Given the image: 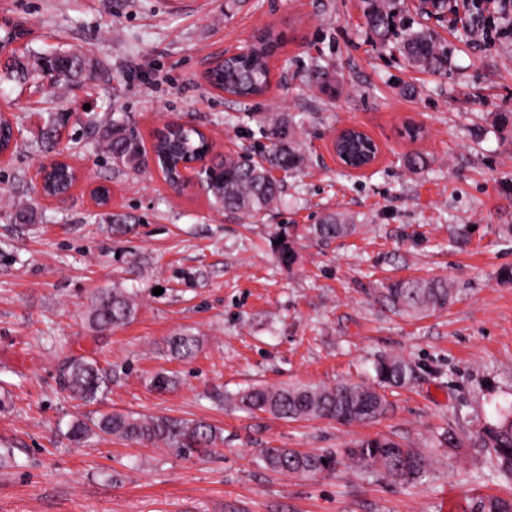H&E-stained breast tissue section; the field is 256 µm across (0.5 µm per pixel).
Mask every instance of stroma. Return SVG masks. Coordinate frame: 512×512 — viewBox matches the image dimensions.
I'll list each match as a JSON object with an SVG mask.
<instances>
[{"instance_id":"1","label":"stroma","mask_w":512,"mask_h":512,"mask_svg":"<svg viewBox=\"0 0 512 512\" xmlns=\"http://www.w3.org/2000/svg\"><path fill=\"white\" fill-rule=\"evenodd\" d=\"M361 0H0V18L27 21L31 52L86 54L92 82L67 89L0 82L18 149L0 157V512H463L481 494L512 497L480 448H437L419 483L347 469L315 480L257 465L264 448L339 453L387 435L429 446L446 429L475 431L512 404V31L491 41L460 22L432 24L448 43V73L410 68L396 42L366 26ZM271 28L285 42L261 99L214 92L203 74L213 54ZM336 90L310 84L315 67ZM68 116L60 147L86 176L66 202L38 200L35 134L49 114ZM279 118L300 148L278 172L280 201L251 220L213 208L204 189L171 192L150 167L113 165L101 133L133 128L151 146L162 122L192 120L220 155L258 154L261 126ZM353 124L377 144L373 167L341 168L332 148ZM419 129L409 138L406 127ZM420 155L425 164L409 167ZM112 194L109 213L137 219L115 233L89 184ZM35 222L10 220L11 203ZM338 213L356 234L322 241L310 225ZM298 259L284 265L280 229ZM444 278L456 299L414 319L379 299L383 283ZM136 294L127 325L91 332L100 289ZM189 332L199 348L170 357L166 341ZM415 370L389 393L394 408L360 425L284 420L217 401L254 383L370 380L379 358ZM114 374L102 399L82 405L59 384L68 358ZM176 384L158 390L157 374ZM203 420L224 444L185 459L117 439L78 445L71 421L94 413Z\"/></svg>"}]
</instances>
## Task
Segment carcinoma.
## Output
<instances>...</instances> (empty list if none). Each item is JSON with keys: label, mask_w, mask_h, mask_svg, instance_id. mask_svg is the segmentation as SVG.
Segmentation results:
<instances>
[{"label": "carcinoma", "mask_w": 512, "mask_h": 512, "mask_svg": "<svg viewBox=\"0 0 512 512\" xmlns=\"http://www.w3.org/2000/svg\"><path fill=\"white\" fill-rule=\"evenodd\" d=\"M392 0H364V17L370 30L381 40L397 35L390 29L395 24L391 15ZM28 35V29L18 21L0 23V72L6 80L26 83L51 65L56 71L55 84H67L88 78L90 66L84 56L61 51L48 58L34 57L33 64L20 59L13 45ZM402 49L409 64L418 70L441 75L447 70L448 49L429 29H406L399 34ZM285 36L272 30L257 34L246 55L231 56L217 62L205 73V80L224 94L244 100L263 97L270 86V60L284 43ZM64 115L48 117L38 139L41 151L48 154L58 145L57 128ZM262 137L270 143L265 154L216 157L212 173L204 183L211 205L229 212H240L251 218L263 214L280 198V181L273 170L295 168L300 158L288 144V131L277 121L267 123ZM106 152L112 160L130 170L139 169L144 147L133 131H114L106 134ZM374 143L368 135L349 132L335 142L338 154L351 165H360L373 154ZM208 138L198 128L174 125L155 133L153 152L164 175L172 181L180 178L178 163L208 152ZM48 188L55 192L66 190L70 174L59 167L48 173ZM102 220L112 224V231L124 233L135 218L126 214H102ZM357 227L346 224L334 215L309 227V233L325 240L355 234ZM381 295L398 314L421 318L448 307L453 289L443 279H397L381 289ZM136 312L134 298L124 289L100 292L92 300L88 321L92 330L103 332L128 323ZM172 355L190 359L198 351L196 337L180 333L168 339ZM377 383L342 381L333 385L266 384L251 385L239 391L231 402L252 413L262 412L282 419H329L343 424H365L385 417L392 404L383 388L408 385L414 368L401 357L390 356L375 365ZM61 383L72 397L90 405L108 392L111 377L93 359L78 357L66 361ZM68 436L76 442L91 438L116 437L135 444H161L183 457L201 455L224 444L222 430L202 420H187L164 415H142L131 412H106L95 418L77 419L70 423ZM439 445L462 448L475 444L485 449L495 461L499 472L512 479V403L501 409L497 422L484 424L476 437L448 429L437 438ZM266 468L304 479H316L336 472L344 466L364 475H375L404 483H417L430 471L432 453L405 445L391 437L375 436L355 442L335 453L305 454L290 448H265L258 455ZM468 512H512V497L484 496L475 499Z\"/></svg>", "instance_id": "obj_1"}]
</instances>
